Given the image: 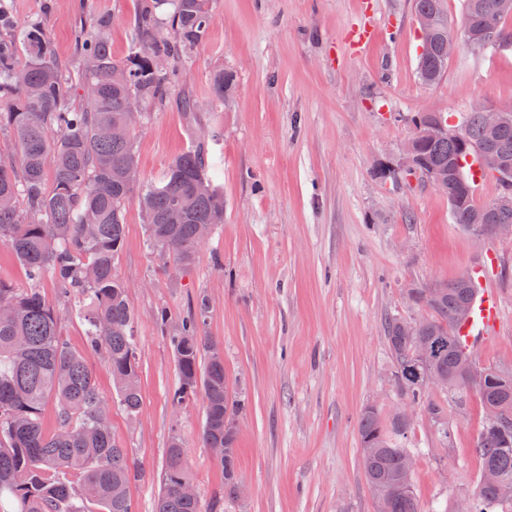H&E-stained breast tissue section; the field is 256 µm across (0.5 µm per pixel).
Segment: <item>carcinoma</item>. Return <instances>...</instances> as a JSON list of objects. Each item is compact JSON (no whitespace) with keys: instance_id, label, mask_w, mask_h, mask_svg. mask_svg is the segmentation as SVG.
<instances>
[{"instance_id":"obj_1","label":"carcinoma","mask_w":512,"mask_h":512,"mask_svg":"<svg viewBox=\"0 0 512 512\" xmlns=\"http://www.w3.org/2000/svg\"><path fill=\"white\" fill-rule=\"evenodd\" d=\"M165 0H150L135 14L136 51L124 60L112 56L107 16H97L78 40V70L71 74L55 57L39 23L19 26L0 3V135L13 155L0 157V243L24 268L26 288L0 282V512H135L128 493L131 467L127 450L113 438L104 397L84 357L59 332V312L45 300L41 283L54 279L65 302L82 307L89 325V346L103 354L112 373L119 406L128 415L140 408L136 382L139 362L134 336L135 314L127 285L115 273L125 240V204L137 166L135 134L112 137L115 126H135L150 106L167 98L178 77L175 64L203 41L213 21L210 0H170L172 34L159 35L154 9ZM462 23L473 27L501 0H465ZM415 14L432 19L419 56V78L439 82L448 67L445 43L452 32L443 0H415ZM25 64H20V60ZM234 75L213 78L211 100L222 102L233 91ZM418 115L406 150L414 169L448 180L455 194V222L470 232L478 225L512 224V208L479 205L474 190L461 191L456 178L469 181L467 158H480L486 145L481 113H471L459 136L428 137ZM512 161V122L494 139ZM51 187H46V179ZM148 242L181 269L193 265L199 227L224 223V196L209 175L205 141L172 160L161 182L141 197ZM428 315L419 320L393 317L386 324L392 382L399 406L384 413L368 406L358 420V436L367 483L378 512H423L404 466L412 455L404 445L413 423L404 408L427 415L442 444L451 441L448 401L463 405L476 392L483 425L474 453L480 473L494 481L478 484L471 512L512 503V373L480 365L474 354L459 349L456 330L471 314L477 289L471 281L434 284ZM209 304L204 298L168 336L180 383L171 403L181 406L204 394L203 447L224 445L216 458L224 470V493L237 496V432L226 420L236 416L240 400L224 372V351L205 335ZM432 355L424 364L413 357L415 346ZM426 375L443 379L432 389ZM57 407L54 433L46 432L42 408ZM192 484L182 442L171 437L160 479L155 512H201L196 498L180 489Z\"/></svg>"}]
</instances>
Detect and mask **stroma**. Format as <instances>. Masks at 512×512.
<instances>
[{
  "instance_id": "stroma-1",
  "label": "stroma",
  "mask_w": 512,
  "mask_h": 512,
  "mask_svg": "<svg viewBox=\"0 0 512 512\" xmlns=\"http://www.w3.org/2000/svg\"><path fill=\"white\" fill-rule=\"evenodd\" d=\"M19 25L42 22L56 57L77 64L79 32L93 15L112 19L116 59L135 49L136 0H8ZM213 23L184 59L173 99L148 109L136 138L140 184L158 183L171 161L207 142L209 171L224 195V222L192 268L177 272L147 244L138 194L126 202V237L115 272L135 313L141 405L127 415L112 375L89 350L87 326L65 309L52 280L41 290L60 309V333L84 352L108 398L115 440L135 472L136 512H154L169 439L179 434L202 512H377L363 469V409L398 403L389 383L385 321L417 319L407 289L482 268L501 320L479 347L480 363L512 368V238H478L456 224L448 198L397 165L423 112L462 130L482 103L512 107V45L459 47L435 85L421 82L413 0H210ZM371 35L354 46V30ZM235 76L230 100H209L218 71ZM204 104L187 120L175 104ZM483 269V268H482ZM206 298L207 335L220 342L240 400L237 439L244 497L224 494V473L200 442L204 399L176 407L179 373L153 314L179 324ZM443 446L425 414L408 435L413 491L424 512H453L473 496V442L481 407L449 409Z\"/></svg>"
}]
</instances>
